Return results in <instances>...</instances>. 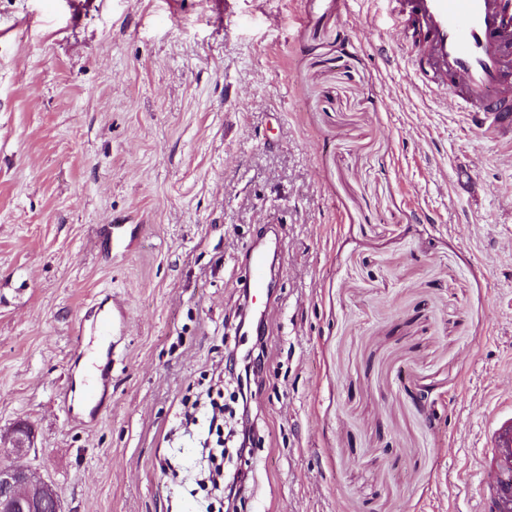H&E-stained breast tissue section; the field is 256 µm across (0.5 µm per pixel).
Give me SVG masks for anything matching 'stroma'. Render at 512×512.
Wrapping results in <instances>:
<instances>
[{
	"mask_svg": "<svg viewBox=\"0 0 512 512\" xmlns=\"http://www.w3.org/2000/svg\"><path fill=\"white\" fill-rule=\"evenodd\" d=\"M105 300L109 398L74 421ZM258 347L225 512H473L512 409V143L418 83L387 0H0V435L30 425L64 512H206L179 401ZM269 248L270 245L267 243H257L249 251L246 291L252 302H255L258 298L269 296L272 288L267 259ZM107 304L92 307L86 319L91 321L87 335L92 336V341L85 355L88 364L82 383L78 387L76 381L69 378L63 389V409L68 414H74L76 408L80 409L90 421L98 416L101 396L112 381V342L109 340L114 330L124 324L127 315L123 302L115 301L106 307ZM95 341L99 350L109 342L105 353L92 349Z\"/></svg>",
	"mask_w": 512,
	"mask_h": 512,
	"instance_id": "35a3bbf8",
	"label": "stroma"
}]
</instances>
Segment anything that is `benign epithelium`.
Returning <instances> with one entry per match:
<instances>
[{"label":"benign epithelium","mask_w":512,"mask_h":512,"mask_svg":"<svg viewBox=\"0 0 512 512\" xmlns=\"http://www.w3.org/2000/svg\"><path fill=\"white\" fill-rule=\"evenodd\" d=\"M33 448V435L26 429L14 436L11 447L0 448V512H32L35 509L34 491L55 493L49 481L35 480V474L29 468L13 462Z\"/></svg>","instance_id":"obj_1"}]
</instances>
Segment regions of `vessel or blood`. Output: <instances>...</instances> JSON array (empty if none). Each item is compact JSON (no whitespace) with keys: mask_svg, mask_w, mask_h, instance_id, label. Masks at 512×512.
Returning <instances> with one entry per match:
<instances>
[{"mask_svg":"<svg viewBox=\"0 0 512 512\" xmlns=\"http://www.w3.org/2000/svg\"><path fill=\"white\" fill-rule=\"evenodd\" d=\"M415 73L432 94L445 96L457 110L471 113L475 129L512 135V0H389ZM269 246L251 247L246 275L249 298L272 288ZM121 302L91 309L83 381H67L63 408L99 414L100 399L112 380V355L105 352L114 330L124 324ZM475 512H512V413L495 416L486 447L477 451Z\"/></svg>","mask_w":512,"mask_h":512,"instance_id":"1","label":"vessel or blood"}]
</instances>
